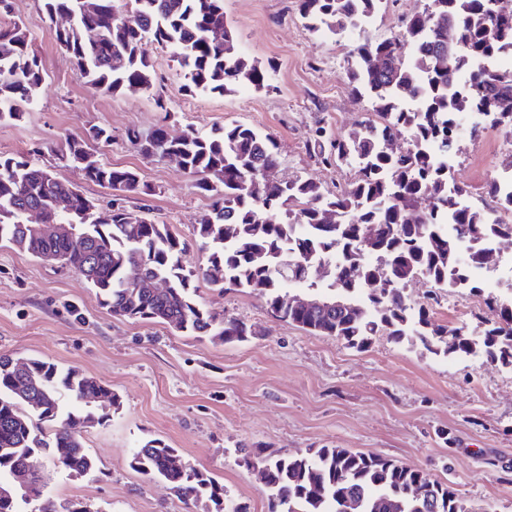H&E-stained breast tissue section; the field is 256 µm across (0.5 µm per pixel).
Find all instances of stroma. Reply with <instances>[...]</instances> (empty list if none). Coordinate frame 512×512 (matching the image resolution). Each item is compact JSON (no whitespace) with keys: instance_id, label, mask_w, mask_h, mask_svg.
Returning a JSON list of instances; mask_svg holds the SVG:
<instances>
[{"instance_id":"35a3bbf8","label":"stroma","mask_w":512,"mask_h":512,"mask_svg":"<svg viewBox=\"0 0 512 512\" xmlns=\"http://www.w3.org/2000/svg\"><path fill=\"white\" fill-rule=\"evenodd\" d=\"M11 2L0 25L28 22L45 82L22 119L0 123V156L34 155L105 205L115 200L112 190L65 167L62 154L67 140L107 130L109 142L94 147L97 159L137 170L148 187L121 197V205L171 225L190 244L185 264L195 268L205 261L196 228L214 199L174 161L142 154L131 134L144 140L161 126L178 136L243 124L276 140L275 178L335 191L354 170L323 162L314 142L348 137L373 114L370 100L348 86V57L363 39L396 33L402 17L422 12L427 0H389L365 28L337 35L309 30L296 0H224L239 52L271 69L268 88L191 93L172 50L147 38L141 51L154 69L153 93L127 89L114 97L95 93L59 48L62 19L40 18L41 0ZM458 146L449 177L467 187L469 203L490 207L488 186L512 161V140L489 128L476 140L462 135ZM191 286L199 304L246 322L252 336L220 343L112 317L80 275L0 242V354L78 368L119 399L115 407L92 404L104 418L84 434L95 472L74 476L45 460V493L58 508L188 512L166 483L130 467L137 447L158 438L210 471L248 512H268V501L240 449L298 455L334 445L422 470L448 484L467 512H512V367L436 355L382 334L353 348L272 316L266 297L252 290H221L199 276ZM511 292V279L473 292L420 277L404 289L408 303L425 307L436 323L476 330L489 316L486 296Z\"/></svg>"}]
</instances>
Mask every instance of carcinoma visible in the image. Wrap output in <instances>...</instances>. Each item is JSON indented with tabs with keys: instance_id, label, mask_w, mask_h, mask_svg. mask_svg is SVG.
I'll use <instances>...</instances> for the list:
<instances>
[{
	"instance_id": "1",
	"label": "carcinoma",
	"mask_w": 512,
	"mask_h": 512,
	"mask_svg": "<svg viewBox=\"0 0 512 512\" xmlns=\"http://www.w3.org/2000/svg\"><path fill=\"white\" fill-rule=\"evenodd\" d=\"M49 18L63 14L69 25L56 32L59 47L102 94L124 89L149 92L153 66L140 53L151 37L175 49L187 88L224 95L240 87H268L267 70L238 52L237 37L224 20V0H128L133 24L117 0H42ZM495 0H429L423 12L403 22L387 39L360 43L345 76L351 91L372 99L376 121L330 144L324 162L356 164V177L324 193L309 180L265 182L261 171L280 164L276 142L242 124L202 133L190 128L171 137L158 128L146 144L177 154L182 173L216 197L197 228L205 264L186 269L189 244L167 224L126 210L99 207L73 184L27 156L0 157V241L34 257L53 253L81 275L100 303L117 318L165 323L191 336L243 341L252 335L242 321L226 320L191 297L190 278L200 275L217 288H248L267 297L273 316L305 330L361 348L380 332L396 342L418 339L435 354L484 356L512 366V295L489 296L488 327L435 323L429 312L407 304L401 285L424 276L437 285L471 287L469 271L483 265L495 241L512 238V224L465 203V186L448 183V154L465 114L479 117L472 138L488 128L512 132V65L486 61L512 51V11ZM382 0H298L310 29L340 34L368 24ZM221 30L224 39L214 32ZM412 48L403 52L404 44ZM469 83L458 89L459 71ZM44 81L28 44V26H0V121L16 120ZM411 134L408 147L393 152L397 136ZM68 162L92 182L124 194L147 189L130 168L100 163L84 139H70ZM489 195L512 210V182H492ZM66 198L70 211L54 203ZM38 209L55 224H76L81 240H49L25 223ZM373 236L361 238L362 228ZM454 226L455 234L448 233ZM470 244L466 258L459 241ZM329 279H311L318 264ZM162 278L161 293L133 288L127 272ZM392 283L389 288L383 287ZM337 298L345 307L297 310L288 304L290 286ZM96 392L114 405L116 394L75 367L39 358L0 355V512H58L44 496L42 457L51 453L69 473L97 468L83 432L103 417L79 409L84 393ZM51 428L43 427L44 423ZM247 466L264 471L268 512H465L448 485L421 470L374 454L323 446L305 455L264 454L240 448ZM131 468L148 480L168 483L202 512H247L224 501V486L207 471L179 459L175 448L153 439L133 454ZM24 471L29 482L14 486Z\"/></svg>"
}]
</instances>
